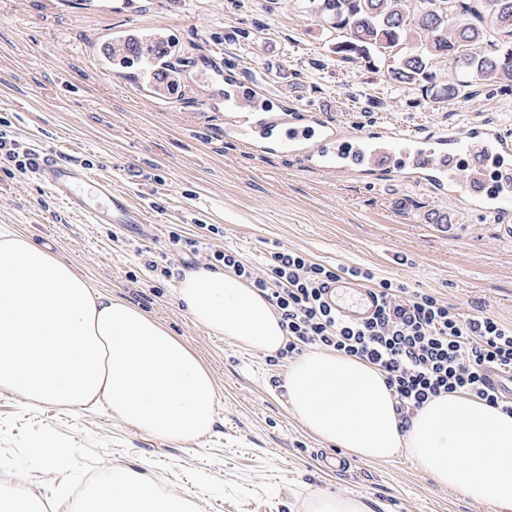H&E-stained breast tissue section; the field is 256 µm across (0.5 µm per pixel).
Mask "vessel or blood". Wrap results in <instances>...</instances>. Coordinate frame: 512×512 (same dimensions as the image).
I'll return each mask as SVG.
<instances>
[{"label": "vessel or blood", "instance_id": "b4317fda", "mask_svg": "<svg viewBox=\"0 0 512 512\" xmlns=\"http://www.w3.org/2000/svg\"><path fill=\"white\" fill-rule=\"evenodd\" d=\"M102 52L112 64L131 58L144 62L139 92L156 105L174 104L176 50L168 29L117 30ZM270 98L264 82H228L226 122L245 148L286 154L303 169L367 174L377 183L407 175L435 196L452 199L464 211L491 215L512 230V180L491 183L485 176L487 163L501 165L512 157V132L480 113L425 135L402 123L347 129L320 112L270 107ZM34 160L52 193L90 212L96 223H143L139 209L81 165L58 161L48 152L35 154ZM325 299L339 317L351 322L365 321L379 304L374 288L344 275L329 284Z\"/></svg>", "mask_w": 512, "mask_h": 512}]
</instances>
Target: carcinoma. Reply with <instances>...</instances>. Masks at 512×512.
<instances>
[{"instance_id":"carcinoma-1","label":"carcinoma","mask_w":512,"mask_h":512,"mask_svg":"<svg viewBox=\"0 0 512 512\" xmlns=\"http://www.w3.org/2000/svg\"><path fill=\"white\" fill-rule=\"evenodd\" d=\"M336 29L333 52L386 68L387 78L434 103L467 100L475 84L512 87V0H302ZM452 57L438 80L434 65Z\"/></svg>"}]
</instances>
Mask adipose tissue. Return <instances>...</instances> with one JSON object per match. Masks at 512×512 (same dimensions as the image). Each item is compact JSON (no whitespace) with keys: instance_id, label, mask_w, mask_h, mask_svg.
I'll use <instances>...</instances> for the list:
<instances>
[{"instance_id":"obj_1","label":"adipose tissue","mask_w":512,"mask_h":512,"mask_svg":"<svg viewBox=\"0 0 512 512\" xmlns=\"http://www.w3.org/2000/svg\"><path fill=\"white\" fill-rule=\"evenodd\" d=\"M177 298L194 323L244 349L274 354L287 341L268 300L232 269L186 273ZM286 386L293 413L316 438L364 460L409 457L435 485L512 512V415L453 392L400 428L384 374L327 349L294 359ZM0 389L73 411L103 404L177 442L211 431L218 403L210 372L163 323L3 224Z\"/></svg>"}]
</instances>
